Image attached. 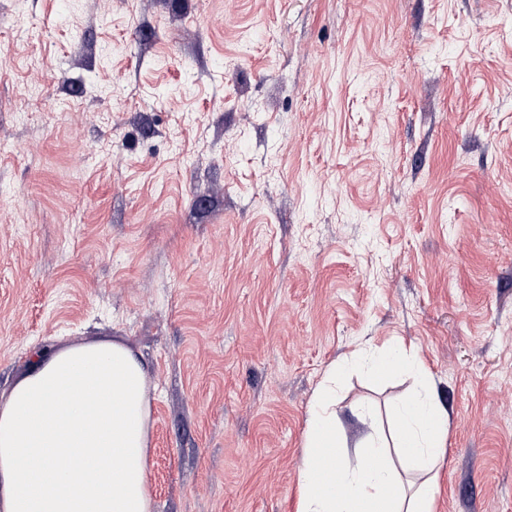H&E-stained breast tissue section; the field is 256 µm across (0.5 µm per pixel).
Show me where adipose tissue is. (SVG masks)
Segmentation results:
<instances>
[{
    "mask_svg": "<svg viewBox=\"0 0 512 512\" xmlns=\"http://www.w3.org/2000/svg\"><path fill=\"white\" fill-rule=\"evenodd\" d=\"M364 366L374 376L402 366L415 379L393 411L398 445L389 448L366 410L369 433L342 450L333 385L345 366L332 363L310 406L300 512H432L429 474L446 454L449 413L415 357L390 350ZM147 387L143 364L117 341L37 353L0 405V512H153Z\"/></svg>",
    "mask_w": 512,
    "mask_h": 512,
    "instance_id": "ef3b65f1",
    "label": "adipose tissue"
}]
</instances>
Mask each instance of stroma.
Listing matches in <instances>:
<instances>
[{
  "label": "stroma",
  "instance_id": "1",
  "mask_svg": "<svg viewBox=\"0 0 512 512\" xmlns=\"http://www.w3.org/2000/svg\"><path fill=\"white\" fill-rule=\"evenodd\" d=\"M97 340L154 512H298L329 366L400 340L434 512H512V0H0V404ZM412 389L337 379L347 449Z\"/></svg>",
  "mask_w": 512,
  "mask_h": 512
}]
</instances>
